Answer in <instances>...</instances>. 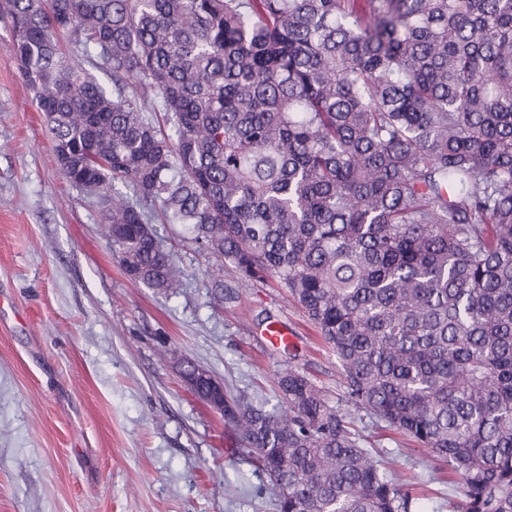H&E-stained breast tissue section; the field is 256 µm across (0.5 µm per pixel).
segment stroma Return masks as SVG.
Returning a JSON list of instances; mask_svg holds the SVG:
<instances>
[{"label": "stroma", "mask_w": 512, "mask_h": 512, "mask_svg": "<svg viewBox=\"0 0 512 512\" xmlns=\"http://www.w3.org/2000/svg\"><path fill=\"white\" fill-rule=\"evenodd\" d=\"M9 40L0 19V512H277L233 428L183 385L182 358L269 408L294 366L400 475L410 512H451L458 480L349 400L335 353L274 279L242 283L182 225L158 220L181 288L125 275L95 198L59 172ZM273 321L292 333L289 349L267 342Z\"/></svg>", "instance_id": "obj_1"}]
</instances>
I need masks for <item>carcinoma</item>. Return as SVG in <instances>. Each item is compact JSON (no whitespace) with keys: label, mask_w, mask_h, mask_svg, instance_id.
Returning <instances> with one entry per match:
<instances>
[{"label":"carcinoma","mask_w":512,"mask_h":512,"mask_svg":"<svg viewBox=\"0 0 512 512\" xmlns=\"http://www.w3.org/2000/svg\"><path fill=\"white\" fill-rule=\"evenodd\" d=\"M60 173L125 272H182L156 215L277 279L348 397L512 512V0H0ZM231 398L279 512H409L293 367Z\"/></svg>","instance_id":"obj_1"}]
</instances>
